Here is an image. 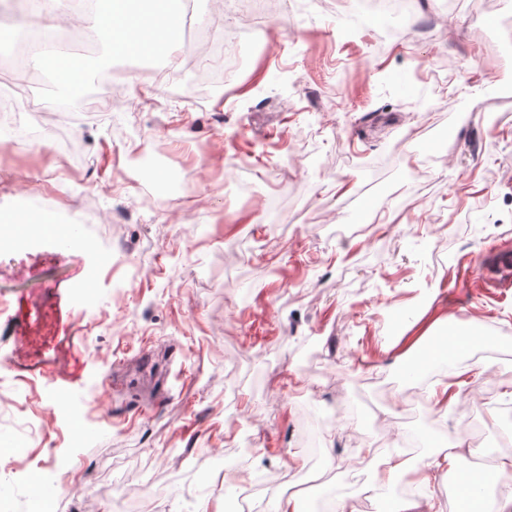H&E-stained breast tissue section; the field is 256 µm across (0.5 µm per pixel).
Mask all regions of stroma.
<instances>
[{
  "label": "stroma",
  "instance_id": "35a3bbf8",
  "mask_svg": "<svg viewBox=\"0 0 512 512\" xmlns=\"http://www.w3.org/2000/svg\"><path fill=\"white\" fill-rule=\"evenodd\" d=\"M357 8L281 0L256 33L233 4L223 33L241 67L219 107L182 87L225 58L182 50L152 79L146 60L110 56L100 13L83 15L85 85L106 63L126 71V95L62 126L57 74L0 51V83L20 85L8 121L34 134L0 146V217L24 204L85 240L0 243V487L14 512H38L42 480L59 488L50 512H85L90 495L114 512L116 476L150 483L148 512H222L234 483L260 475L278 486L258 512L291 495L317 512L331 479L377 512L373 475L354 464L388 420L425 434L412 466L454 435L512 460V288L463 282L465 260L512 250V15L498 0H415L411 21L365 26ZM389 28L404 38L378 49ZM421 88L432 111L414 104ZM98 210L130 216L88 223ZM394 313L409 343L387 333ZM453 329L509 344L452 347L465 378L430 437L447 376L409 409L383 386ZM334 398L354 413L326 428ZM306 416L322 429L317 467Z\"/></svg>",
  "mask_w": 512,
  "mask_h": 512
}]
</instances>
